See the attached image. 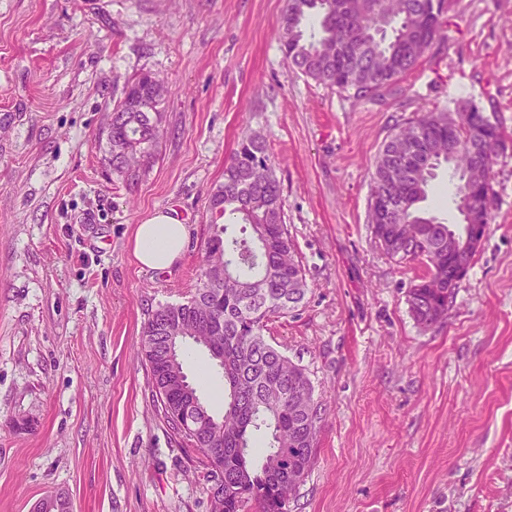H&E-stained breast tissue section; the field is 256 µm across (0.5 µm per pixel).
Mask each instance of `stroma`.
<instances>
[{"instance_id": "1", "label": "stroma", "mask_w": 512, "mask_h": 512, "mask_svg": "<svg viewBox=\"0 0 512 512\" xmlns=\"http://www.w3.org/2000/svg\"><path fill=\"white\" fill-rule=\"evenodd\" d=\"M286 0H0V512H210L206 470L157 414L137 360L147 312L199 284L210 193L247 131L262 135L307 269L267 336L327 407L291 512H512V0H447L444 38L382 95L358 100L289 70ZM167 87L136 178L113 171L112 107L142 73ZM475 103L500 123L496 219L440 323L413 319L417 268L369 224L393 129ZM439 169L423 207L460 223ZM177 210V264L141 268L130 239ZM184 369L214 413L205 350Z\"/></svg>"}]
</instances>
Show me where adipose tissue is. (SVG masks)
<instances>
[{"mask_svg":"<svg viewBox=\"0 0 512 512\" xmlns=\"http://www.w3.org/2000/svg\"><path fill=\"white\" fill-rule=\"evenodd\" d=\"M188 241V227L172 210H158L137 224L132 252L140 266L167 269L179 261Z\"/></svg>","mask_w":512,"mask_h":512,"instance_id":"adipose-tissue-1","label":"adipose tissue"}]
</instances>
